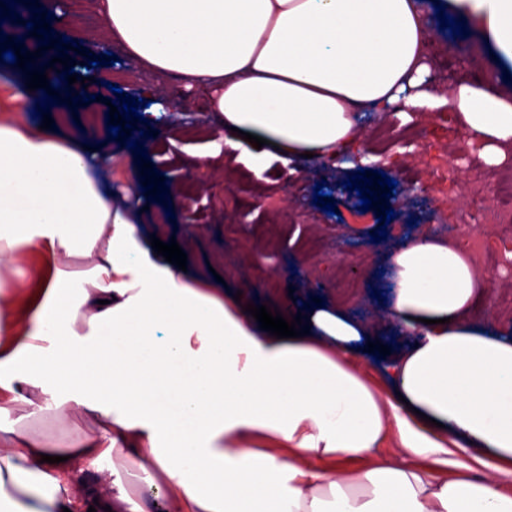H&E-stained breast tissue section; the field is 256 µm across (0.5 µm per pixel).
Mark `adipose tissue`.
Instances as JSON below:
<instances>
[{
    "instance_id": "1",
    "label": "adipose tissue",
    "mask_w": 512,
    "mask_h": 512,
    "mask_svg": "<svg viewBox=\"0 0 512 512\" xmlns=\"http://www.w3.org/2000/svg\"><path fill=\"white\" fill-rule=\"evenodd\" d=\"M512 56V0H452ZM107 38L147 70L206 91L207 151L277 144L290 163L355 149L364 112L455 113L486 165H512V96L488 71L439 94L423 0H99ZM27 86L0 85V413L23 401L97 437L56 443L0 430V512H512V321L475 326L487 280L433 234L391 260L390 308L415 344L386 358L380 392L367 328L334 303L309 335L261 330L232 294L155 254L133 171L19 116ZM63 257L88 267L67 294ZM393 451H386L388 440ZM112 462V487L73 489ZM139 472L138 484L125 480Z\"/></svg>"
}]
</instances>
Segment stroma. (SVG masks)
I'll return each mask as SVG.
<instances>
[{"mask_svg": "<svg viewBox=\"0 0 512 512\" xmlns=\"http://www.w3.org/2000/svg\"><path fill=\"white\" fill-rule=\"evenodd\" d=\"M66 15V34H80L79 51L73 61L98 62L101 79L95 99L68 100L60 96L49 114L57 135L64 139L96 140L97 152L112 156L117 171L132 170L140 164L129 151L124 137L110 138L106 101L111 86L137 97L160 102L162 93H175L178 83L166 76L142 69L120 46L104 44L98 0H59ZM464 36L441 29L438 17H431L428 37L433 45L432 83L436 92L447 91L453 81L484 71H494L496 91L512 94V59L508 58L471 17H464ZM470 46L468 66H461L458 43ZM204 103L203 91L179 99L166 134L150 137L155 177L169 181L174 191L164 198L142 194L144 234L163 241L177 240L187 247L189 276L219 273L229 290L262 283L251 294L254 304L287 310L290 298L304 303L313 299L335 301L345 287L356 290L346 307L377 312L370 323L374 336H395L400 350L413 339L401 335L388 305L371 296L372 290H386L394 241L413 240L437 229H449V242L469 247L478 237L499 232L492 224L494 210L490 185L497 176L487 166L478 145H464L457 116L450 112H419L412 120L398 113H370L362 119L364 147L377 155L369 190L374 206L362 211L357 192L336 190L330 201L334 213L314 205L317 179L303 164L287 170L268 159L264 183H257L245 165L212 159L198 168V155L207 146L217 124L215 116L195 120ZM448 170V192L440 198L426 193L435 166ZM396 181V188L379 185L380 176ZM393 210L387 238L372 242L379 225V211Z\"/></svg>", "mask_w": 512, "mask_h": 512, "instance_id": "stroma-1", "label": "stroma"}]
</instances>
